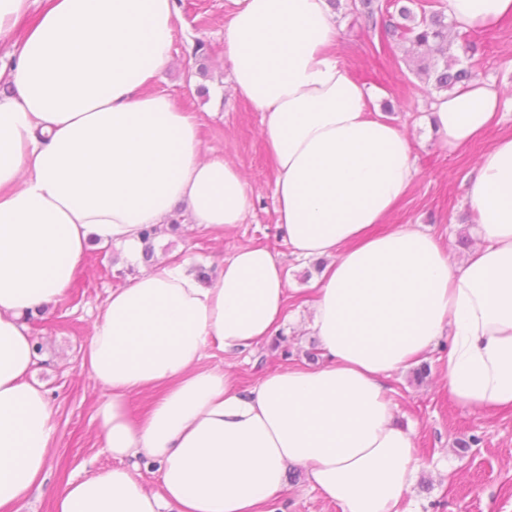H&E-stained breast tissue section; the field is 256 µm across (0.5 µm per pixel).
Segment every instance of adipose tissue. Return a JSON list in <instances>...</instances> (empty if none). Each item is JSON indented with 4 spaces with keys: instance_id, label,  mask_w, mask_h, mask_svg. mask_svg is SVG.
<instances>
[{
    "instance_id": "1",
    "label": "adipose tissue",
    "mask_w": 512,
    "mask_h": 512,
    "mask_svg": "<svg viewBox=\"0 0 512 512\" xmlns=\"http://www.w3.org/2000/svg\"><path fill=\"white\" fill-rule=\"evenodd\" d=\"M23 41L0 58V512L42 490L57 426L31 380L24 322L62 297L92 244L134 259L145 226L182 211L223 238L244 223L238 165L204 154L199 114L158 90L173 64L176 0H0V41L34 4ZM231 91L263 114L279 222L295 258L326 260L309 329L327 359L251 389L206 368L268 340L286 321L288 279L264 247H242L200 279L160 259L113 289L83 360L104 391L99 434L112 467L67 481L50 512H272L292 467L342 512H403L422 468L386 381L440 342L441 383L461 405L512 406V130L478 158L466 204L478 243L455 259L417 224L383 233L414 181L407 133L370 111L373 93L337 56L327 0H226ZM455 31L512 17V0H447ZM505 106L478 79L433 98L441 146L480 138ZM157 389L134 418L133 394ZM156 465L148 490L138 459Z\"/></svg>"
}]
</instances>
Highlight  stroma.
<instances>
[{"mask_svg": "<svg viewBox=\"0 0 512 512\" xmlns=\"http://www.w3.org/2000/svg\"><path fill=\"white\" fill-rule=\"evenodd\" d=\"M179 18L173 34L174 64L157 86L177 104L200 115L199 139L207 153H219L237 164L251 192V209L244 223L225 230L215 240L200 230L175 232L155 239L153 252L190 259L212 273L236 248H268L280 258L297 292L291 301L292 323L281 328L283 348L273 340L227 355L209 348L203 366H221L246 389L270 372L288 365L323 364L316 336L308 328V288L321 275L318 262L291 256L278 222L274 198L276 172L261 137L262 114L247 99L221 91L229 71L224 56L225 0H177ZM336 53L354 76L376 91L372 101L393 118L412 140L418 176L396 205L389 223L419 224L439 237L456 258L476 243L475 217L465 205L470 173L483 150L512 128V97L506 98L499 123L464 150L448 154L440 135L427 120L434 89L408 66L397 46L379 30L366 29L348 7L336 13ZM474 46L471 62L485 80L512 87V19L497 29L467 34ZM207 48L208 75H201L193 55L196 42ZM145 262L125 266L115 245L89 250L64 299L38 309L28 333L38 346L33 378L45 386L55 405L57 440L48 461L50 488L78 480L97 468L112 466L103 447L95 409L102 392L82 366L89 329L108 294L133 283ZM438 352L421 357L430 372L415 368L394 373L387 381L397 422L414 431L416 454L424 461L406 497L411 512H512V407L475 412L457 403L436 381ZM284 512H341L315 489L304 469L291 470L278 501Z\"/></svg>", "mask_w": 512, "mask_h": 512, "instance_id": "1", "label": "stroma"}]
</instances>
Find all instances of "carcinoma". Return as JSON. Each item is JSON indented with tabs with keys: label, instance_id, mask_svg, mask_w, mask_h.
<instances>
[{
	"label": "carcinoma",
	"instance_id": "1",
	"mask_svg": "<svg viewBox=\"0 0 512 512\" xmlns=\"http://www.w3.org/2000/svg\"><path fill=\"white\" fill-rule=\"evenodd\" d=\"M353 10L364 19L369 28L382 25L386 36L404 45L405 60L416 58L420 71L433 80L438 90L452 89L465 85L477 78L472 65L463 64L458 56L448 53V15L435 8L433 0L419 4L415 12L404 0H352ZM395 7L397 14L389 13Z\"/></svg>",
	"mask_w": 512,
	"mask_h": 512
}]
</instances>
